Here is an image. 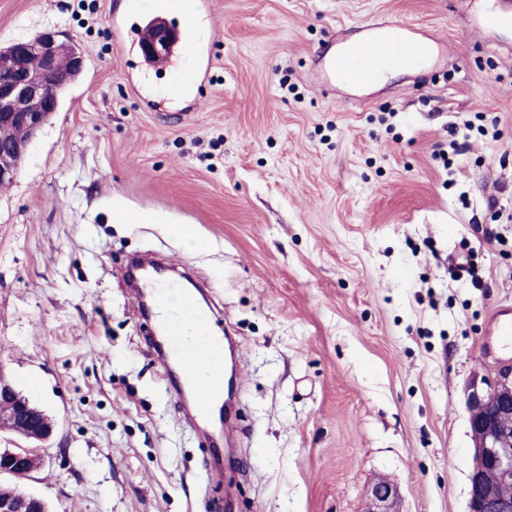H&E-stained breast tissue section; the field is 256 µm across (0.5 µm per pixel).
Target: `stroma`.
<instances>
[{"instance_id":"stroma-1","label":"stroma","mask_w":512,"mask_h":512,"mask_svg":"<svg viewBox=\"0 0 512 512\" xmlns=\"http://www.w3.org/2000/svg\"><path fill=\"white\" fill-rule=\"evenodd\" d=\"M149 2L0 0V47L51 30L85 57L0 187V375L55 426L25 489L49 512H367L384 480L403 512H467V388L512 364L487 344L512 308L499 0H207L212 64L180 101L112 24ZM395 22L437 42L424 69L332 80L330 41ZM153 257L236 330L217 481L128 282Z\"/></svg>"}]
</instances>
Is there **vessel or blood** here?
<instances>
[{"label": "vessel or blood", "instance_id": "1", "mask_svg": "<svg viewBox=\"0 0 512 512\" xmlns=\"http://www.w3.org/2000/svg\"><path fill=\"white\" fill-rule=\"evenodd\" d=\"M202 0H184V23L177 28L170 52L162 58L140 59V68L149 70L177 66L179 61L199 56L203 40L195 28ZM168 0H154L146 16L136 20L132 30L139 39L151 37L154 29L169 23ZM431 41L415 36L366 37L350 43L344 50L331 52L330 71L334 79L351 86L375 82L380 72L390 66L413 68L428 58ZM157 307L174 320L172 349L177 355L186 380L195 395V415L209 417L224 397V339L217 336L208 316L195 297L182 292L178 303H171L167 292H157Z\"/></svg>", "mask_w": 512, "mask_h": 512}]
</instances>
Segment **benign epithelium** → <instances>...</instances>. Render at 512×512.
Here are the masks:
<instances>
[{
  "mask_svg": "<svg viewBox=\"0 0 512 512\" xmlns=\"http://www.w3.org/2000/svg\"><path fill=\"white\" fill-rule=\"evenodd\" d=\"M171 33L159 30L142 44L149 57L166 54ZM84 57L72 40L46 32L0 48V127L15 128L20 135L0 141V185L14 182L27 146L55 112L61 93L83 71ZM13 405L10 420L0 428L20 433L27 440L45 441L52 435L50 421L37 405L14 387L0 383V406ZM469 426L475 447L474 464L468 475V512H512V499L498 487L512 483V365L500 367L482 385L471 384L467 392ZM38 459L28 448L0 452V475L28 477ZM368 512H402L396 488L387 482L375 484L369 494ZM0 512H47L45 501L17 490L0 497Z\"/></svg>",
  "mask_w": 512,
  "mask_h": 512,
  "instance_id": "benign-epithelium-1",
  "label": "benign epithelium"
}]
</instances>
